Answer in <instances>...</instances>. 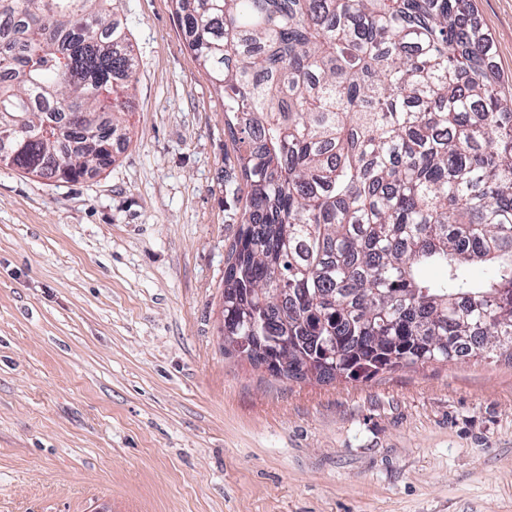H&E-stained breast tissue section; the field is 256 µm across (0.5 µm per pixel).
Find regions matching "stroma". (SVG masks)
Here are the masks:
<instances>
[{"label":"stroma","instance_id":"obj_1","mask_svg":"<svg viewBox=\"0 0 512 512\" xmlns=\"http://www.w3.org/2000/svg\"><path fill=\"white\" fill-rule=\"evenodd\" d=\"M512 94V0H473ZM139 58L112 164L0 166V512H512V362L367 382L225 355L245 181L173 0H112Z\"/></svg>","mask_w":512,"mask_h":512}]
</instances>
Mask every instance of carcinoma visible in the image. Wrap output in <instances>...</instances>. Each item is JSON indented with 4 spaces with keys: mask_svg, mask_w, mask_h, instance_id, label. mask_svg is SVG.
Here are the masks:
<instances>
[{
    "mask_svg": "<svg viewBox=\"0 0 512 512\" xmlns=\"http://www.w3.org/2000/svg\"><path fill=\"white\" fill-rule=\"evenodd\" d=\"M111 2L0 0V132L19 146L1 165L78 179L129 141L137 60ZM175 3L247 189L224 327L298 337L293 381L512 360V97L470 0Z\"/></svg>",
    "mask_w": 512,
    "mask_h": 512,
    "instance_id": "obj_1",
    "label": "carcinoma"
}]
</instances>
